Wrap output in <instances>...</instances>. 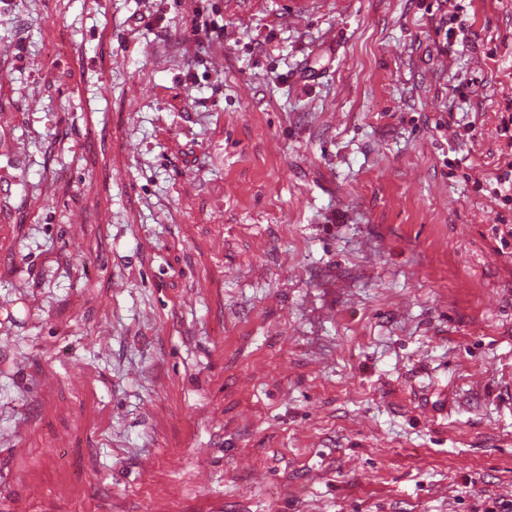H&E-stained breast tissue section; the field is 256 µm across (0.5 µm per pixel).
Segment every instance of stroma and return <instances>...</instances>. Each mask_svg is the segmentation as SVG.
<instances>
[{
	"label": "stroma",
	"mask_w": 512,
	"mask_h": 512,
	"mask_svg": "<svg viewBox=\"0 0 512 512\" xmlns=\"http://www.w3.org/2000/svg\"><path fill=\"white\" fill-rule=\"evenodd\" d=\"M457 3L0 0V512L512 499V0ZM503 166L499 168V172L495 176L494 187H490V198L502 207L512 205V153L507 155L503 161Z\"/></svg>",
	"instance_id": "35a3bbf8"
}]
</instances>
